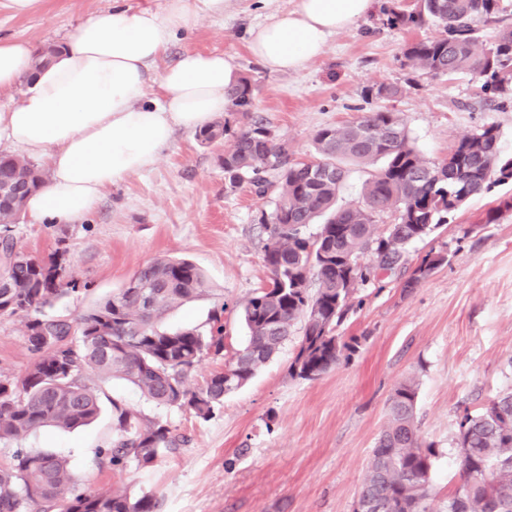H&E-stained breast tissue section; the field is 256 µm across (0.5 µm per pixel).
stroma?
Masks as SVG:
<instances>
[{"label": "stroma", "mask_w": 512, "mask_h": 512, "mask_svg": "<svg viewBox=\"0 0 512 512\" xmlns=\"http://www.w3.org/2000/svg\"><path fill=\"white\" fill-rule=\"evenodd\" d=\"M386 0L326 42L322 55L302 70L265 71L247 48V32L297 0H225L224 14L203 17L180 32L158 60L175 63L188 50L231 57L237 75L250 77L252 111L292 159H315L314 135L325 126L356 121L388 109L404 118L426 160L443 162L465 134L497 127L512 156V97L486 103L476 97L478 78L463 72L434 76L404 66L402 49L440 29L385 25ZM112 0H36L16 16L0 7V40L34 48L64 42L86 19L111 9ZM403 87L394 100L365 99L379 83ZM231 137L204 143L196 131H176L172 144L147 171L104 191L81 222L33 224L20 216L12 228L19 248L40 259L63 252L79 292L62 298L57 315L76 317L123 288L147 262L185 258L205 274L209 295L170 310L163 328L205 327L216 306L224 308V356H203L191 374L202 384L244 346V302L269 281L263 261L261 210L274 193L229 189L222 155ZM495 221H488V212ZM448 260L413 289L404 283L429 250ZM360 305L340 328L360 348L316 380L288 375L298 343L290 337L243 387L226 395L208 419L163 409L132 385L88 373L101 404L90 425L63 431L45 428L21 439L69 459L79 487H124L155 495L162 512H353L375 441L388 420V399L402 382L418 388L415 422L438 452L432 471L431 512H444L461 482L455 444L464 413L476 414L499 394L512 391V180L472 196L425 240L407 249L387 275L359 287ZM20 318L0 317V371L19 374L34 362ZM167 421L186 445L152 468L114 473L95 451L112 436V400Z\"/></svg>", "instance_id": "35a3bbf8"}]
</instances>
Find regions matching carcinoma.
<instances>
[{
    "mask_svg": "<svg viewBox=\"0 0 512 512\" xmlns=\"http://www.w3.org/2000/svg\"><path fill=\"white\" fill-rule=\"evenodd\" d=\"M501 10V0H390L384 9L392 28L442 27L440 35L405 44L403 64L432 75L470 71L481 79L489 100L512 89V29L487 46L479 44L473 24ZM252 83L239 80L228 99L241 123L224 151V176L230 189L244 183L259 194L278 188L273 209L261 212L267 238L264 263L269 285L248 298L243 320L246 345L224 368L198 387L189 377L203 354L224 355V309L208 319V329L164 330L167 311L206 295L203 271L186 259L156 258L141 267L117 293L75 318L47 317L63 295L78 291L61 258L39 260L16 248L11 225L24 211L30 193L45 183V172L28 159L0 157V183L17 189L0 205V316L23 319L28 350L36 362L24 373H0V442L17 440L45 427L72 429L100 413L97 394L86 372L122 379L146 400L162 408L189 411L208 419L224 395L244 386L301 325V339L289 375L315 380L341 359L357 352L356 336L345 338L336 328L354 310L355 288L393 269L407 246L428 238L448 214L490 187V176L512 179V158L502 154L500 135L484 126L464 136L448 153V161H427L412 144L397 112L376 110L361 119L328 126L314 136L318 159L297 161L288 144L254 116ZM367 96L389 100L401 86L375 84ZM229 120L198 134L204 142L223 137ZM380 164L366 182L362 201L336 207L337 194L349 170L345 163ZM393 222L374 234L375 219ZM325 218L313 236L305 228ZM447 260L429 251L407 286L418 283ZM417 387L399 384L388 400L389 421L372 449L360 486L362 512H429L431 472L436 450L425 443L415 424ZM171 426L112 401V441L97 449L101 463L121 472L132 462L153 466L181 445ZM461 484L450 494L446 512H512V392L488 402L477 415L459 424ZM159 501L125 489L75 490L67 459L38 448H17L0 459V512H158Z\"/></svg>",
    "mask_w": 512,
    "mask_h": 512,
    "instance_id": "cac0c4a2",
    "label": "carcinoma"
}]
</instances>
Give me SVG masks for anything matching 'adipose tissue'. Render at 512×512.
Listing matches in <instances>:
<instances>
[{"mask_svg":"<svg viewBox=\"0 0 512 512\" xmlns=\"http://www.w3.org/2000/svg\"><path fill=\"white\" fill-rule=\"evenodd\" d=\"M374 0H299L292 11L252 27L247 47L269 73L301 70L327 39L369 13ZM224 12V0H165L162 10L113 0L36 67L32 47L0 40V90L26 81L20 103L0 108V145L48 157V184L27 200L32 223L72 224L104 190L150 169L176 130H201L226 108L238 77L227 55L185 52L154 65L177 32ZM164 91L145 99L149 83Z\"/></svg>","mask_w":512,"mask_h":512,"instance_id":"obj_1","label":"adipose tissue"}]
</instances>
